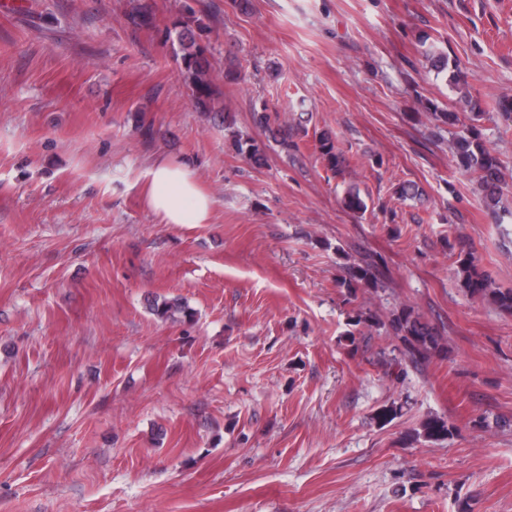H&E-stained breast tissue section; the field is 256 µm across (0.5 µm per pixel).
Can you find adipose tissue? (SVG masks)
<instances>
[{"label": "adipose tissue", "instance_id": "1", "mask_svg": "<svg viewBox=\"0 0 512 512\" xmlns=\"http://www.w3.org/2000/svg\"><path fill=\"white\" fill-rule=\"evenodd\" d=\"M144 199L165 224H206L211 219L213 199L184 164L156 160Z\"/></svg>", "mask_w": 512, "mask_h": 512}]
</instances>
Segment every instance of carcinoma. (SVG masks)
I'll list each match as a JSON object with an SVG mask.
<instances>
[{
	"label": "carcinoma",
	"mask_w": 512,
	"mask_h": 512,
	"mask_svg": "<svg viewBox=\"0 0 512 512\" xmlns=\"http://www.w3.org/2000/svg\"><path fill=\"white\" fill-rule=\"evenodd\" d=\"M129 16L137 27L153 25V9L148 4L130 0ZM199 29L201 24L195 17L194 9L187 6L174 22L173 28L166 31L165 41L172 43L175 56L181 60L183 74L196 105L202 111L222 119L224 105L219 101L218 92L213 87L212 63L207 48L199 42L197 35ZM425 56L431 67L437 71L451 70L453 85L460 87V67L457 60L449 59L432 46L426 50ZM460 94V103L469 114L470 124L463 126V129L455 135L456 163L460 168L476 175L483 186L486 205L493 207L499 203L498 189L503 180V174L498 158L481 141L477 132L476 123L485 118L486 112L469 91L462 90ZM254 122L268 131L274 140L285 146L293 137L292 129L288 128V124L280 123L278 117L266 111L254 113ZM318 149L327 167L334 170L339 166L335 139L330 133L320 134ZM237 150L239 155L255 165L261 164L264 160L263 149L253 139H239ZM476 262L477 258L471 253L461 259L460 268L465 287L475 295L490 299L501 310L512 313V290L503 291L490 287L487 280L478 273ZM361 284L374 288L380 287L377 262L371 257L344 268V286L356 288ZM149 310L162 321H186L193 316L191 308L179 297L156 296L149 301ZM390 326L395 335L399 336L406 345L410 358L415 361L420 357H427L441 346V338L434 328L421 321L411 309L404 308L400 313L393 315ZM423 435L438 439L452 435V430L446 422L432 419L423 425Z\"/></svg>",
	"instance_id": "cac0c4a2"
}]
</instances>
